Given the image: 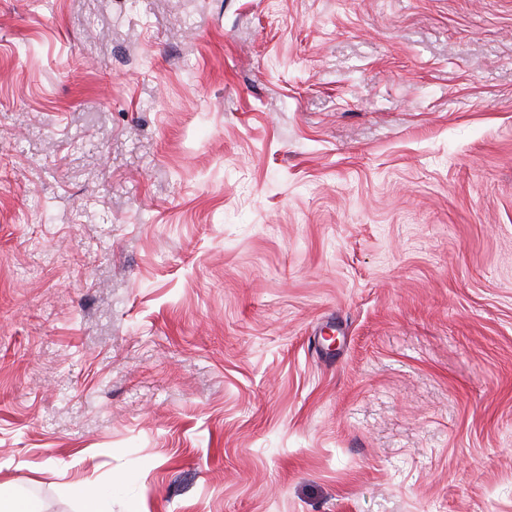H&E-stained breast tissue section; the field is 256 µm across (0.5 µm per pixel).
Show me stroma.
I'll use <instances>...</instances> for the list:
<instances>
[{
    "instance_id": "obj_1",
    "label": "stroma",
    "mask_w": 512,
    "mask_h": 512,
    "mask_svg": "<svg viewBox=\"0 0 512 512\" xmlns=\"http://www.w3.org/2000/svg\"><path fill=\"white\" fill-rule=\"evenodd\" d=\"M1 483L512 512V0H0Z\"/></svg>"
}]
</instances>
